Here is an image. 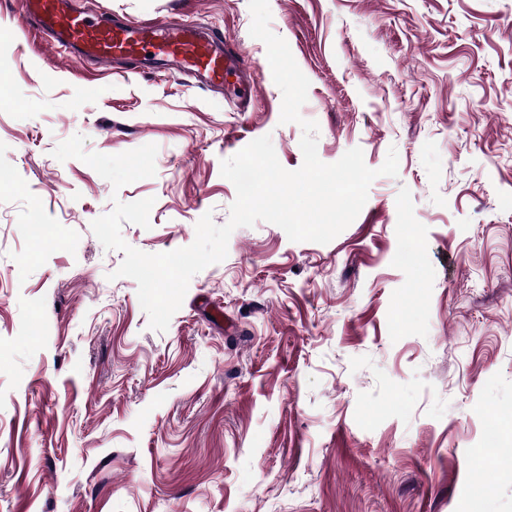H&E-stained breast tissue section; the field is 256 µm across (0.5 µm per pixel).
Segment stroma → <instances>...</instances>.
Wrapping results in <instances>:
<instances>
[{
	"label": "stroma",
	"instance_id": "1",
	"mask_svg": "<svg viewBox=\"0 0 512 512\" xmlns=\"http://www.w3.org/2000/svg\"><path fill=\"white\" fill-rule=\"evenodd\" d=\"M93 2L223 35L257 93L98 70L0 0V512H512V0H269L319 159L398 174L329 243L237 228L163 332L92 221L151 197L125 241L189 246L222 160L267 135L298 169L303 131L248 0ZM77 134L155 176L57 160Z\"/></svg>",
	"mask_w": 512,
	"mask_h": 512
}]
</instances>
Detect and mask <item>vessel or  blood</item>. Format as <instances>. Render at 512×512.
<instances>
[{
  "label": "vessel or blood",
  "mask_w": 512,
  "mask_h": 512,
  "mask_svg": "<svg viewBox=\"0 0 512 512\" xmlns=\"http://www.w3.org/2000/svg\"><path fill=\"white\" fill-rule=\"evenodd\" d=\"M24 16L63 53L82 55L102 69L131 64L178 74L197 86L223 89L225 97L243 108L256 92L249 67L229 50L223 37L205 34L189 23L102 21L72 0H24ZM231 74L237 76V83H227Z\"/></svg>",
  "instance_id": "obj_1"
}]
</instances>
